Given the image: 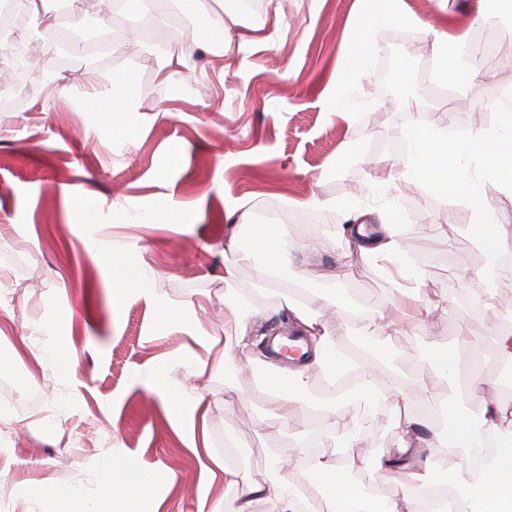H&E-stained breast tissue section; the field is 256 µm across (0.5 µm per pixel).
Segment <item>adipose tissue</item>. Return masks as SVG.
<instances>
[{"mask_svg":"<svg viewBox=\"0 0 512 512\" xmlns=\"http://www.w3.org/2000/svg\"><path fill=\"white\" fill-rule=\"evenodd\" d=\"M350 43L332 83L324 95L330 111H345V100L356 78L366 71L379 50L372 34L383 22L397 24L399 0H388L386 10L376 0H361ZM419 31L430 39L437 53L443 80L479 87L485 76L479 70L465 71L449 43H462V36L437 30L422 22ZM405 136L409 149L396 162L395 191L416 185L436 190L441 197L473 210L472 237L492 257L512 254V227L501 224L497 212L480 202L484 182L498 184L512 196V120L470 132L461 141L448 138L443 127L409 124ZM399 217L388 211L380 216L375 234L363 225L349 229L347 246L360 256L374 258L396 268L407 286L403 303L387 311L368 312L341 294L324 297V305L335 308L336 321L326 320L310 304L292 300L288 308L306 335L311 352L305 362L281 367L260 364L251 356L250 336L258 310L250 302L226 303L224 334L217 337L198 325L193 305H173L155 296L150 287L152 272L146 267L112 268V284L125 295L152 300L159 332L178 330L188 335L189 345L178 354L149 360L139 371L147 385L157 391L176 411V426L193 450L210 448L207 420L212 402L204 393L191 398L172 389L169 372L183 368L196 380L221 374L238 365L247 376L262 377L272 395L273 413L280 424L288 422V406L306 392L312 371L323 373L329 387L327 400L313 406V420L303 431L295 466L304 470V482L284 473L278 459L269 467L276 480L260 482L241 467L222 464L224 503L210 512H251L253 504L263 512H303L305 504L315 512H512V400L501 393L502 375L486 377L481 368L462 373L455 351L436 349L433 364L442 377L459 381L466 399L473 401L476 416L455 418L451 430L418 431L414 414H406L399 436L378 461L383 482L396 494L376 505L363 486L352 484L349 473L357 461L354 448L362 441L356 400L383 396L409 398L421 389L422 380L394 362L388 344L395 334L427 326L445 305L424 273H413L408 252L394 226ZM336 243L335 233L300 236L288 224H260L251 233L231 235L224 242V282L237 280L241 265H254L259 280L269 281L288 265L294 250L310 254L326 251ZM380 342L359 349L366 336ZM90 477L101 490L97 501L81 492L61 487L46 488L41 494L42 512H158L160 477L139 472L124 450L112 448L91 465Z\"/></svg>","mask_w":512,"mask_h":512,"instance_id":"adipose-tissue-1","label":"adipose tissue"}]
</instances>
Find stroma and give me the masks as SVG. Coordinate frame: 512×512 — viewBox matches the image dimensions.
<instances>
[{
    "label": "stroma",
    "instance_id": "35a3bbf8",
    "mask_svg": "<svg viewBox=\"0 0 512 512\" xmlns=\"http://www.w3.org/2000/svg\"><path fill=\"white\" fill-rule=\"evenodd\" d=\"M257 6L256 16L240 15L228 27L220 0H177L162 31L146 24L136 35L128 19L116 17L111 34L121 50L70 59L58 74L67 98L34 90L21 109L0 111V404L14 420L0 436V474L10 485L31 488L14 512H40V492L50 484L100 497L88 467L116 443L141 468L164 477L160 512H199L201 503L224 501L215 459L245 465L265 480L268 458H292L311 416L304 404L289 406L288 427L280 429L261 379L235 374L194 382L178 367L169 374L173 388L202 389L217 400L208 420L210 454L188 448L158 394L134 378L150 356L180 351L188 338L179 331L157 336L152 305L115 295L105 261L87 250L73 222L72 209L81 203L96 207L100 237L126 243L119 263L151 268L153 288L169 301L199 304L205 329L223 328L225 298L256 305L252 341L260 357L268 335L291 331L286 302L293 282H306L314 306L335 291L382 307L393 284L375 264L346 258L340 241L314 257L293 252L278 287L259 281L249 264L225 286L222 245L238 228L227 208L245 206L255 224L294 223L301 202L313 197L349 200L369 213L396 211L399 238L448 309L426 329L396 336L392 349L424 369L433 426L445 427L449 413L473 410L452 382L438 377L430 349H453L465 363L475 359L473 338L460 327L472 320L474 282H485L492 265L457 248L470 235L471 209L420 188L393 192L390 161L406 153L400 132L409 123L408 99L420 101L421 125L447 127L452 140L491 124L488 105L431 80L430 43L410 19L470 39L493 30L496 84L512 66V22L478 21L477 0H446L441 7L436 0H403L404 24L374 32L382 52L352 91L358 117L349 123L325 109L322 94L350 41L359 0H257ZM198 12L211 18L214 39L206 46L190 33ZM399 46L412 70L404 97L390 93L384 79ZM171 58L180 66L167 79L161 68ZM87 72L106 92L116 73H133L141 86L143 109L124 114V140L113 139L108 116L76 107L86 95ZM173 201L190 231L154 220ZM43 323L68 339L66 378L41 356L51 342L39 329ZM229 388L243 393L230 411L222 405ZM62 392L74 401L73 418L61 428L43 426L41 410ZM358 417L364 432L354 450L362 462L358 479L382 501L393 488L380 480L375 463L398 434V404L388 401L375 414L362 409ZM236 434L246 445L226 454L224 440Z\"/></svg>",
    "mask_w": 512,
    "mask_h": 512
}]
</instances>
